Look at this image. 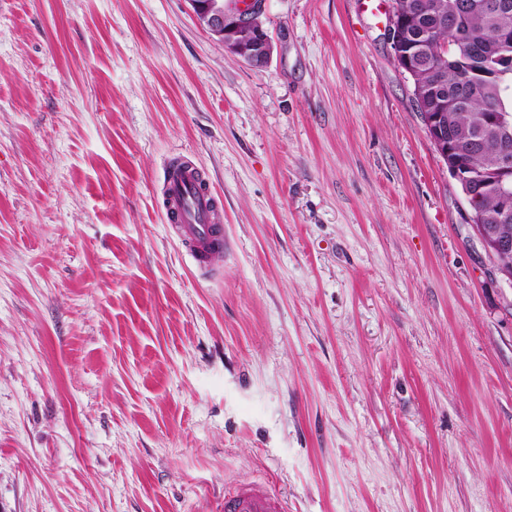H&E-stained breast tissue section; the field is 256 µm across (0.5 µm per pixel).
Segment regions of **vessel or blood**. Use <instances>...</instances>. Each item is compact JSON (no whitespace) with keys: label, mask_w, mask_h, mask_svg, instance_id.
<instances>
[{"label":"vessel or blood","mask_w":512,"mask_h":512,"mask_svg":"<svg viewBox=\"0 0 512 512\" xmlns=\"http://www.w3.org/2000/svg\"><path fill=\"white\" fill-rule=\"evenodd\" d=\"M163 206L175 224L180 241L198 266H205V251L224 248L221 226L224 211L200 169L189 160L175 162L164 186ZM224 512H288L283 496L265 485L239 484L224 498Z\"/></svg>","instance_id":"b4317fda"}]
</instances>
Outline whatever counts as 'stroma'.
I'll list each match as a JSON object with an SVG mask.
<instances>
[{
    "label": "stroma",
    "instance_id": "stroma-1",
    "mask_svg": "<svg viewBox=\"0 0 512 512\" xmlns=\"http://www.w3.org/2000/svg\"><path fill=\"white\" fill-rule=\"evenodd\" d=\"M390 12L266 0L255 68L187 0H0V512H512V286ZM163 206L167 219L176 225L183 247L201 270H207L204 250H224V211L192 161L179 160L170 167ZM224 512H288L283 496L255 482L239 484L230 495L224 493Z\"/></svg>",
    "mask_w": 512,
    "mask_h": 512
}]
</instances>
